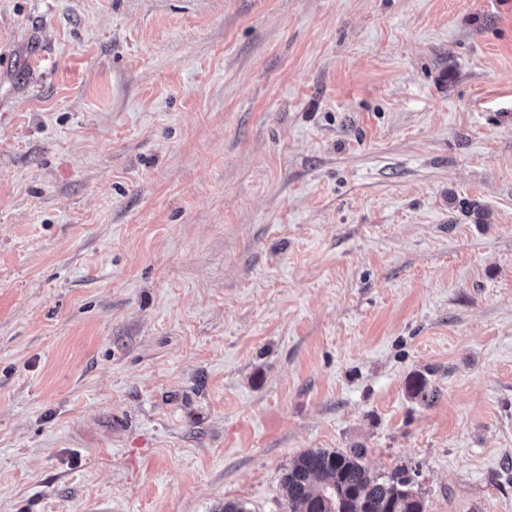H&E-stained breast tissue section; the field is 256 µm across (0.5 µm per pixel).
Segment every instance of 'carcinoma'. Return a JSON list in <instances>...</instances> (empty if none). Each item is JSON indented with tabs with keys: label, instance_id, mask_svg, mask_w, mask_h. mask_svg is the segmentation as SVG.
I'll list each match as a JSON object with an SVG mask.
<instances>
[{
	"label": "carcinoma",
	"instance_id": "1",
	"mask_svg": "<svg viewBox=\"0 0 512 512\" xmlns=\"http://www.w3.org/2000/svg\"><path fill=\"white\" fill-rule=\"evenodd\" d=\"M363 448L302 452L282 480L288 512H423L422 500L408 489L410 477L388 480L364 464Z\"/></svg>",
	"mask_w": 512,
	"mask_h": 512
}]
</instances>
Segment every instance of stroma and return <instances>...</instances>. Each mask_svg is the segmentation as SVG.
Masks as SVG:
<instances>
[{
    "instance_id": "stroma-1",
    "label": "stroma",
    "mask_w": 512,
    "mask_h": 512,
    "mask_svg": "<svg viewBox=\"0 0 512 512\" xmlns=\"http://www.w3.org/2000/svg\"><path fill=\"white\" fill-rule=\"evenodd\" d=\"M355 447L512 512V0H0V512Z\"/></svg>"
}]
</instances>
